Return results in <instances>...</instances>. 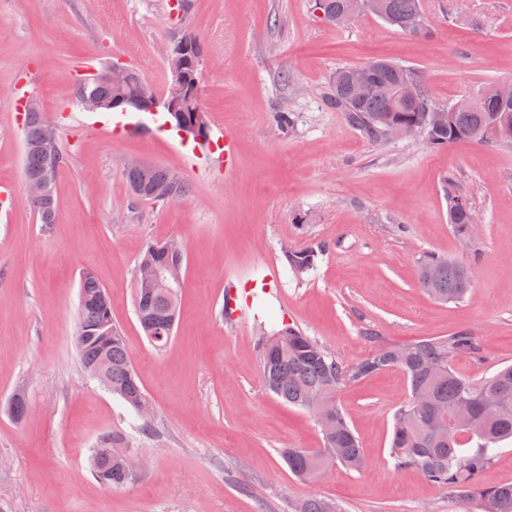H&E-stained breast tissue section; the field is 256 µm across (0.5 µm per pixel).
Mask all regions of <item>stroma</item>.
<instances>
[{"mask_svg": "<svg viewBox=\"0 0 512 512\" xmlns=\"http://www.w3.org/2000/svg\"><path fill=\"white\" fill-rule=\"evenodd\" d=\"M432 35L417 39L364 14L338 26L312 0H0V182L15 200L0 222V512H293L311 496L344 512H466L451 490L394 469L392 417L409 396L387 370L343 388L341 406L367 464L294 476L280 452L318 448L312 417L269 394L257 328L287 323L352 363L373 345L396 346L465 330L480 357L458 356L468 377L512 365V147L457 143L435 150L409 139L374 141L321 92L341 67L391 59L423 72L436 101L512 82L507 0H423ZM199 35L208 65L200 101L212 138L238 135L237 162L192 154L173 128L138 113L139 133L115 142L107 112L72 105L76 66L136 67L155 88L179 28ZM36 70L35 95L57 127L66 163L55 224L27 201L22 124L11 110L18 75ZM294 113L279 128L276 112ZM143 160L174 169L191 192L174 206L133 204L123 168ZM456 177L477 229L458 236L448 216ZM186 253L179 323L155 349L136 315L137 268L148 241ZM323 245L294 276L284 245ZM472 267L459 302L429 297L417 265L427 253ZM92 269L112 297L131 360L153 405L154 430L83 370L75 331L79 278ZM241 313L225 318L226 290ZM24 394L29 413L6 412ZM125 432L146 469L125 488L102 487L91 448Z\"/></svg>", "mask_w": 512, "mask_h": 512, "instance_id": "35a3bbf8", "label": "stroma"}]
</instances>
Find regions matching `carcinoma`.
Segmentation results:
<instances>
[{
    "instance_id": "obj_1",
    "label": "carcinoma",
    "mask_w": 512,
    "mask_h": 512,
    "mask_svg": "<svg viewBox=\"0 0 512 512\" xmlns=\"http://www.w3.org/2000/svg\"><path fill=\"white\" fill-rule=\"evenodd\" d=\"M325 20L347 13L353 0H313ZM359 13L378 17L411 36L427 37L431 30L415 28L422 17L421 0H358ZM366 87L357 84L355 69L340 68L324 93V101L373 141L386 138V130L403 125L424 134L423 141L433 148L456 143H512V101L500 97L499 86L491 84L473 97L438 105L433 100L420 71L388 59L367 64ZM91 88L101 99L123 96L139 100L145 107L155 91L136 71L122 88L93 78L75 89ZM431 112H445L448 121L435 126L427 123ZM25 176H42L61 145H44L41 134L46 117L38 103L24 113ZM181 131L186 125L210 127L208 114L197 99L183 104V111L169 114ZM131 195L153 204L165 197L189 195V184L174 179V172L141 162L124 168ZM40 223L56 221L57 199L33 205ZM472 210L461 195L449 196V221L461 236L468 234ZM322 247L309 245L284 251L292 271L303 274L314 268ZM186 254H175L150 241L139 267L164 270L185 264ZM470 268L458 261L429 253L418 266L420 288L442 302L461 300L471 286ZM179 288H165L138 278L136 313L151 344L161 349L171 340L177 323ZM75 343L85 372L112 395L140 414L141 429L152 432L151 415L140 413L147 403L140 377L134 368L122 329L112 320V300L107 289L90 270L82 272L79 283V317ZM261 380L264 388L283 402L310 413L322 435L320 448H285L282 458L295 476L316 479L334 464L360 470L365 464L363 448L337 400L340 389L370 378L389 368L401 370L410 395L394 413L390 458L397 469L420 472L428 485L448 488L479 512H512V483L484 486L480 474L492 463L498 444L512 438V365L490 376L464 377L456 372L452 358L460 353L480 356L474 336L458 332L446 338L424 339L403 347H378L360 362L348 365L320 344L288 325L260 342ZM12 419L20 423L28 414L25 399L17 395L8 406ZM137 454L127 436L114 431L101 438L91 450L90 466L99 483L120 489L137 479L127 468L126 458ZM297 512H342L336 502L309 498Z\"/></svg>"
}]
</instances>
